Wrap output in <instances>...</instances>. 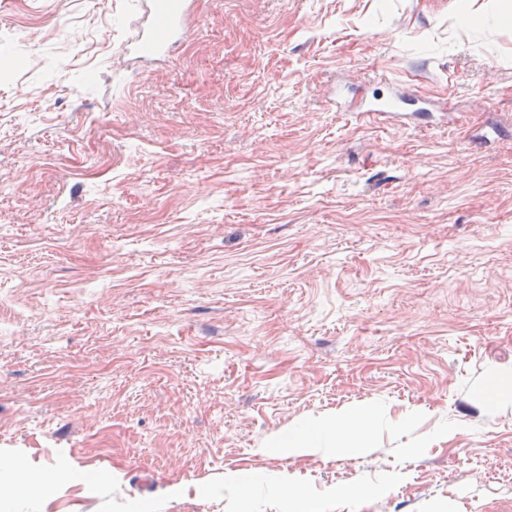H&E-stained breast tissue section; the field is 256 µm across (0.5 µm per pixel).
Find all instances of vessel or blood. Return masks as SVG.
Masks as SVG:
<instances>
[{
  "mask_svg": "<svg viewBox=\"0 0 512 512\" xmlns=\"http://www.w3.org/2000/svg\"><path fill=\"white\" fill-rule=\"evenodd\" d=\"M134 4L147 22L124 44V52L150 60L169 56L179 43L193 0H134Z\"/></svg>",
  "mask_w": 512,
  "mask_h": 512,
  "instance_id": "vessel-or-blood-1",
  "label": "vessel or blood"
}]
</instances>
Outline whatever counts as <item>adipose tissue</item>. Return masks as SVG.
I'll return each mask as SVG.
<instances>
[{
	"label": "adipose tissue",
	"mask_w": 512,
	"mask_h": 512,
	"mask_svg": "<svg viewBox=\"0 0 512 512\" xmlns=\"http://www.w3.org/2000/svg\"><path fill=\"white\" fill-rule=\"evenodd\" d=\"M456 17L464 19L472 31L485 26H512V0H494L484 10L474 9L472 0H458ZM409 426L407 415H392L382 405L374 404L352 408L338 414L307 418L293 423L288 431L268 437L265 451L285 452L291 455L306 454L308 449L323 448L331 456H352L364 451L372 433L385 427L403 433ZM372 485L359 483L344 489L327 488L309 494L296 485V476L282 470L274 474L256 471L226 473L223 481L197 486L195 492L205 498H221L232 494L256 505L275 499H287L289 512H319L325 501L336 496H365L372 492Z\"/></svg>",
	"instance_id": "1"
}]
</instances>
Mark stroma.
I'll list each match as a JSON object with an SVG mask.
<instances>
[{"label":"stroma","instance_id":"obj_1","mask_svg":"<svg viewBox=\"0 0 512 512\" xmlns=\"http://www.w3.org/2000/svg\"><path fill=\"white\" fill-rule=\"evenodd\" d=\"M455 0H197L170 58L131 0H0V449L84 478L40 512H243L288 470L327 512H512V27ZM430 109L378 121L367 103ZM383 401L398 436L263 453ZM450 419L459 433L420 437ZM504 485L484 495L481 478ZM455 16L464 19L472 31H479L487 25L496 27L512 26V4L508 0H497L486 10L473 8L472 1H456ZM482 396L495 408L512 403V368L493 369L482 388ZM370 484L359 483L344 489L326 488L312 495L297 488L296 476L288 470L274 474L256 471H233L224 474V481L206 483L195 487L200 497L223 498L230 493L240 499L247 500L249 505L275 499H287L290 512H319L323 503L329 499L351 496H366L373 491Z\"/></svg>","mask_w":512,"mask_h":512}]
</instances>
